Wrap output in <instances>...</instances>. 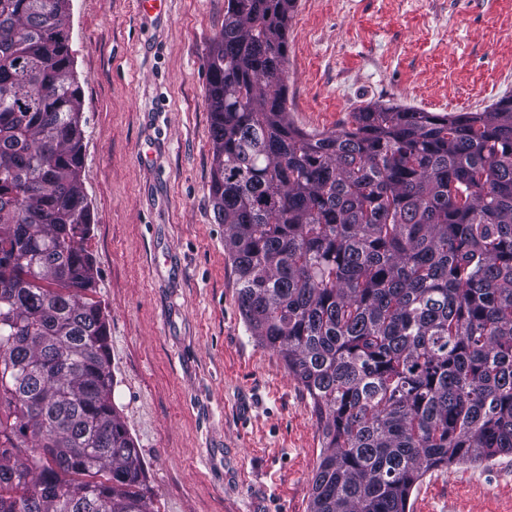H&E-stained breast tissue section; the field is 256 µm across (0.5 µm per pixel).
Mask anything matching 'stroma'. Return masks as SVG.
<instances>
[{"label": "stroma", "mask_w": 512, "mask_h": 512, "mask_svg": "<svg viewBox=\"0 0 512 512\" xmlns=\"http://www.w3.org/2000/svg\"><path fill=\"white\" fill-rule=\"evenodd\" d=\"M223 26L224 0L145 19L136 0H71L113 401L155 512H309L317 418L246 329L210 196L203 58ZM286 70L308 131L377 102L481 112L512 95V0H297ZM409 512H512V455L428 472Z\"/></svg>", "instance_id": "obj_1"}]
</instances>
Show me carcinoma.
<instances>
[{
  "instance_id": "carcinoma-1",
  "label": "carcinoma",
  "mask_w": 512,
  "mask_h": 512,
  "mask_svg": "<svg viewBox=\"0 0 512 512\" xmlns=\"http://www.w3.org/2000/svg\"><path fill=\"white\" fill-rule=\"evenodd\" d=\"M33 2L0 0V512H154L93 298L70 0ZM295 5L224 0L210 194L246 329L319 423L310 512H408L429 471L512 453V96L304 131Z\"/></svg>"
}]
</instances>
